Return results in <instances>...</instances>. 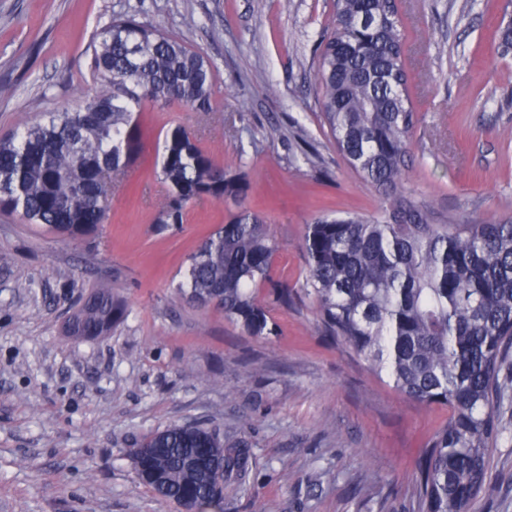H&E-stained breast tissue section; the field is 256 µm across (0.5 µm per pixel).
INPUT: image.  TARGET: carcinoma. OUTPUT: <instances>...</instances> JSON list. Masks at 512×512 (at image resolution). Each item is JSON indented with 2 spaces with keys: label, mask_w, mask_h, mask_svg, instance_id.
I'll return each mask as SVG.
<instances>
[{
  "label": "carcinoma",
  "mask_w": 512,
  "mask_h": 512,
  "mask_svg": "<svg viewBox=\"0 0 512 512\" xmlns=\"http://www.w3.org/2000/svg\"><path fill=\"white\" fill-rule=\"evenodd\" d=\"M499 45L512 52V14ZM97 87L76 109L0 136V213L79 238L108 219L112 186L140 149L150 106L213 111V67L186 40L116 15L93 45ZM325 124L348 164L382 195L372 217L306 224L299 290L273 277L277 242L266 217L242 206L189 257L179 288L213 301L250 336H268V309L307 296L324 336L411 401L449 408L416 462L418 512H471L491 496L488 459L500 431L501 371L512 356V224H435L407 195L413 109L396 0H334L316 69ZM167 188L154 224L180 226L202 197L245 200L248 183L183 126L168 131L155 171ZM125 309L100 284L73 315L72 336H103ZM152 464L164 502L224 512V482L250 470L247 442L199 425L170 426L130 449Z\"/></svg>",
  "instance_id": "carcinoma-1"
}]
</instances>
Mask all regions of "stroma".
<instances>
[{
	"label": "stroma",
	"instance_id": "1",
	"mask_svg": "<svg viewBox=\"0 0 512 512\" xmlns=\"http://www.w3.org/2000/svg\"><path fill=\"white\" fill-rule=\"evenodd\" d=\"M413 128L406 174L434 223L512 221V56L505 0H398ZM182 37L213 64L209 114L141 117V148L106 224L70 239L0 215V512H181L142 483L129 448L173 425L248 442L250 473L224 512H417L415 462L447 422L325 340L309 300L244 334L177 285L188 257L239 206L264 212L277 275L304 281V226L373 215L382 197L337 151L318 104L320 34L333 0H0V136L77 108L94 89V37L116 14ZM194 28H187V18ZM245 172L244 202L209 197L181 228L153 224L158 146L176 125ZM108 282L125 308L111 333L65 326ZM233 398H225V390ZM474 512H512V403Z\"/></svg>",
	"mask_w": 512,
	"mask_h": 512
}]
</instances>
